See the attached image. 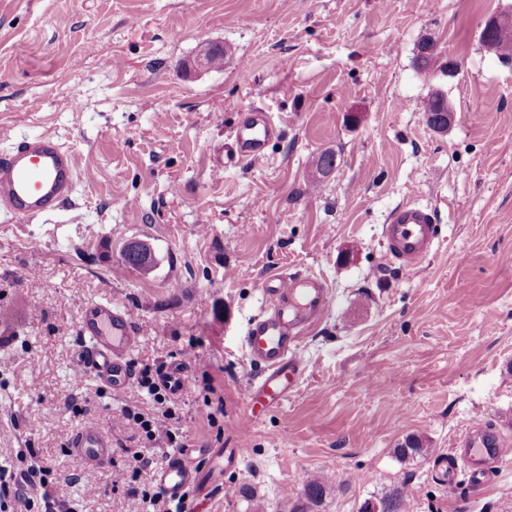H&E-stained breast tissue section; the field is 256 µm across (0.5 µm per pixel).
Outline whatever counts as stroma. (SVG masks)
I'll return each mask as SVG.
<instances>
[{"mask_svg": "<svg viewBox=\"0 0 512 512\" xmlns=\"http://www.w3.org/2000/svg\"><path fill=\"white\" fill-rule=\"evenodd\" d=\"M500 13L512 0H0V149L50 131L96 174L53 214L0 213V457L23 470L36 449L65 512H124L132 482L152 485L132 454L158 467L172 450L120 421L154 413L151 396L76 375L79 310L109 299L148 325L134 368L195 381L173 396V433L242 450L223 487L190 492L192 512H296L301 473L328 482L315 512H361L400 484L409 512H512V462L480 488L434 472L475 417L512 440V60L481 41ZM198 28L226 47L223 70L187 69ZM437 90L455 111L445 131L425 118ZM255 106L281 137L214 176L209 143ZM324 151L336 165L312 177ZM403 203L440 226L412 270L384 257ZM134 238L151 274L123 260ZM278 273L323 276L331 304L300 342V383L243 440L244 333ZM84 424L113 444L89 473L67 447ZM410 435L427 452L398 461Z\"/></svg>", "mask_w": 512, "mask_h": 512, "instance_id": "35a3bbf8", "label": "stroma"}]
</instances>
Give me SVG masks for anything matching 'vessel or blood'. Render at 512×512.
<instances>
[{"instance_id":"obj_1","label":"vessel or blood","mask_w":512,"mask_h":512,"mask_svg":"<svg viewBox=\"0 0 512 512\" xmlns=\"http://www.w3.org/2000/svg\"><path fill=\"white\" fill-rule=\"evenodd\" d=\"M281 126L269 112L240 113L231 144L215 141L209 148L212 173L225 167L258 162ZM80 178L74 153L57 136L24 138L0 150V212L27 223L63 208ZM440 228L433 210L412 203L395 207L383 226V242L390 261L402 268L420 266L435 252ZM263 306L249 322L244 341L258 377L246 392V415L253 418L282 406L296 388L305 366L298 348L305 335L328 309L330 290L325 279L312 274L281 273L262 284ZM145 329L127 306L109 301L84 304L78 315V370L94 375L113 396L133 385L131 354ZM68 446L80 467L95 470L110 462L112 440L98 428L74 432ZM238 448L183 449L154 473V480L173 501L188 490L222 486L224 473L236 468ZM512 456V441L482 420H473L454 440L439 463L445 481L465 473L472 485L490 481V473Z\"/></svg>"}]
</instances>
